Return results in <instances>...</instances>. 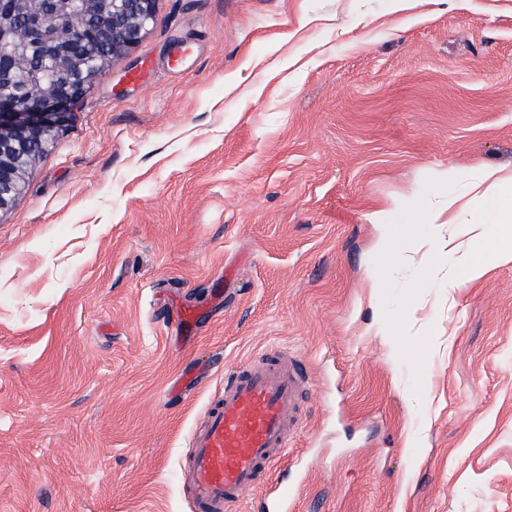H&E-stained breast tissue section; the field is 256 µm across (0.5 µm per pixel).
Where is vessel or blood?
<instances>
[{
    "instance_id": "obj_1",
    "label": "vessel or blood",
    "mask_w": 512,
    "mask_h": 512,
    "mask_svg": "<svg viewBox=\"0 0 512 512\" xmlns=\"http://www.w3.org/2000/svg\"><path fill=\"white\" fill-rule=\"evenodd\" d=\"M303 381L276 348L228 373L223 396L190 436L188 493L198 512H235L240 491L278 466L297 424Z\"/></svg>"
}]
</instances>
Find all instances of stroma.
I'll return each mask as SVG.
<instances>
[{"label": "stroma", "mask_w": 512, "mask_h": 512, "mask_svg": "<svg viewBox=\"0 0 512 512\" xmlns=\"http://www.w3.org/2000/svg\"><path fill=\"white\" fill-rule=\"evenodd\" d=\"M70 112L0 217V512H196L190 434L273 348L301 424L237 512H512V263L393 268L512 167V0H158Z\"/></svg>", "instance_id": "35a3bbf8"}]
</instances>
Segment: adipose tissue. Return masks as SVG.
Instances as JSON below:
<instances>
[{
    "label": "adipose tissue",
    "mask_w": 512,
    "mask_h": 512,
    "mask_svg": "<svg viewBox=\"0 0 512 512\" xmlns=\"http://www.w3.org/2000/svg\"><path fill=\"white\" fill-rule=\"evenodd\" d=\"M422 218L448 228L449 288L480 280L490 263L512 261V168L481 170L466 193L431 204Z\"/></svg>",
    "instance_id": "1"
}]
</instances>
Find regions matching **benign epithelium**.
I'll list each match as a JSON object with an SVG mask.
<instances>
[{
  "instance_id": "benign-epithelium-1",
  "label": "benign epithelium",
  "mask_w": 512,
  "mask_h": 512,
  "mask_svg": "<svg viewBox=\"0 0 512 512\" xmlns=\"http://www.w3.org/2000/svg\"><path fill=\"white\" fill-rule=\"evenodd\" d=\"M157 2L112 0V16L103 17L94 31L55 28L54 39L61 48L56 60L84 62L89 44L108 35L112 36V56L129 51L147 33ZM10 25V18H0V58L18 55L16 43L3 35ZM84 89L85 84L77 83L27 95L0 91V218L12 209L22 191V173L67 125L69 107Z\"/></svg>"
}]
</instances>
